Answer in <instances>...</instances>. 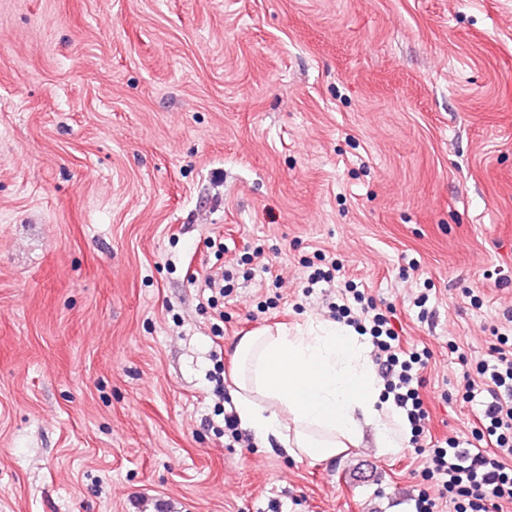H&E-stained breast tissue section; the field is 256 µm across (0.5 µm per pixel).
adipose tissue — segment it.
<instances>
[{"label": "adipose tissue", "instance_id": "obj_1", "mask_svg": "<svg viewBox=\"0 0 512 512\" xmlns=\"http://www.w3.org/2000/svg\"><path fill=\"white\" fill-rule=\"evenodd\" d=\"M235 356L241 426L295 458L336 457L357 444L362 420L383 413L367 347L339 323L244 336Z\"/></svg>", "mask_w": 512, "mask_h": 512}]
</instances>
